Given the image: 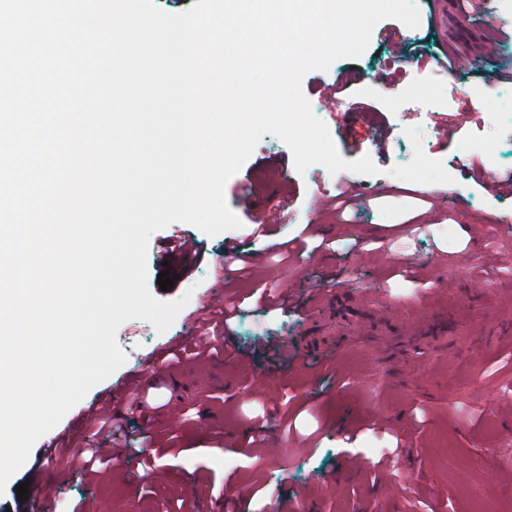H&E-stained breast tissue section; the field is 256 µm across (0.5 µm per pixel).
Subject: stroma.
<instances>
[{"instance_id": "obj_1", "label": "stroma", "mask_w": 512, "mask_h": 512, "mask_svg": "<svg viewBox=\"0 0 512 512\" xmlns=\"http://www.w3.org/2000/svg\"><path fill=\"white\" fill-rule=\"evenodd\" d=\"M416 3L420 24L401 46L371 38L360 57L301 82L342 158L371 157L378 174L298 173L267 134L224 187L240 228L210 236L176 222L153 233L150 291L187 305L161 333L124 322L125 364L53 432L79 447L93 440L84 411L142 372L177 414L130 416L92 477L36 442L0 512H26V481L55 487L50 512L78 501L91 512H512V189L495 188L512 178V34H494L465 0ZM449 55L462 67L432 74ZM399 63L408 79L377 83ZM351 75L376 112L327 103V84ZM248 180L275 187L269 208L289 209L261 238L239 188ZM322 184L329 200L311 208ZM171 231L194 238L204 259L164 290ZM231 256L243 270L225 283ZM262 284L294 304L256 301ZM217 287L237 307L220 353L155 368L160 345L193 341L199 303ZM441 311L447 334L428 335Z\"/></svg>"}]
</instances>
